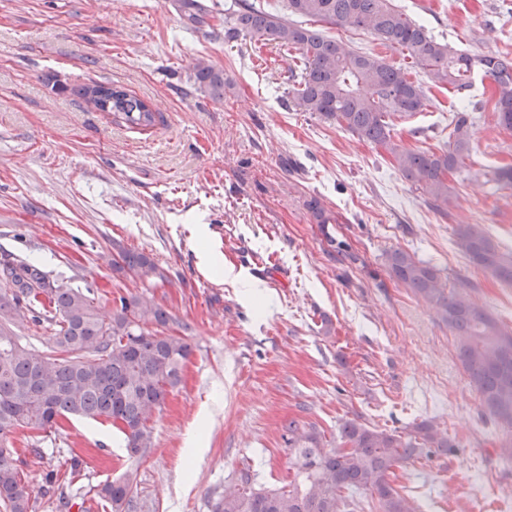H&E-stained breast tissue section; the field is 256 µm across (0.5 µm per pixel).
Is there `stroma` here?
Listing matches in <instances>:
<instances>
[{
	"mask_svg": "<svg viewBox=\"0 0 512 512\" xmlns=\"http://www.w3.org/2000/svg\"><path fill=\"white\" fill-rule=\"evenodd\" d=\"M392 2L454 49L512 54V0ZM202 62L232 82L223 101L197 89ZM92 82L146 100L156 125L131 129L89 107L75 90ZM292 85L293 62L276 42L186 30L174 0H0V256L92 288L105 313L123 295L153 298L188 324L192 346L139 460L107 423L64 421L36 452L16 430L35 512H104L95 489L119 478L136 512H211L246 467L287 485L291 420L315 426L329 448L343 419L399 431L433 422L456 453L394 468L418 512H503L512 502L507 433L481 421L453 336L385 261L401 248L447 284L472 282L473 298L512 326V288L454 244L468 222L511 251L512 187L482 192L451 177L454 203L440 216L383 150L288 105ZM425 91L427 109L398 121L397 135L438 152L462 102ZM510 163L512 134L478 113L468 168ZM314 198L331 224L315 222ZM339 242L357 264L338 262ZM119 247L150 255L169 283L114 275ZM205 247L235 281L202 265ZM193 434L198 455L188 452ZM75 455L85 461L76 475ZM51 470L61 485L48 487Z\"/></svg>",
	"mask_w": 512,
	"mask_h": 512,
	"instance_id": "1",
	"label": "stroma"
}]
</instances>
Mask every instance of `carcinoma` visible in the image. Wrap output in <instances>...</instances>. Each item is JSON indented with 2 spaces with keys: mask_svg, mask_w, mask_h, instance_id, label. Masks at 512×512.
<instances>
[{
  "mask_svg": "<svg viewBox=\"0 0 512 512\" xmlns=\"http://www.w3.org/2000/svg\"><path fill=\"white\" fill-rule=\"evenodd\" d=\"M187 22L208 24L202 0H179ZM287 12L269 11L256 0H232L224 9V41L250 35L296 49L303 64L291 90L293 106L312 112L352 135L384 148L404 179L421 189L426 202L448 215L452 193L448 174L467 170L472 112H454L448 149L439 153L408 148L396 138V117L426 109L422 83L372 52L353 49L309 26L320 23L362 29L389 50H401L434 85L467 97L476 73L493 85L497 124L512 132V58L470 55L437 40L428 29L396 9L391 0H287ZM195 83L216 101L229 82L224 72L198 65ZM79 95L129 128L156 123L149 103L121 86L85 85ZM455 245L470 263L512 285V251L502 252L482 224H460ZM390 277L428 304L454 337L457 357L479 396L482 415L512 433V327L505 326L460 282L449 290L439 270L397 248L386 254ZM112 270L153 287L167 281L149 255L118 251ZM0 506L7 512H33V490L17 465L10 436L24 427L45 432L70 418L112 421L127 454L137 458L151 447L148 423L167 395L182 383L191 345L185 337L162 335L171 317L141 296L119 297L103 314L91 288H73L24 260H6L0 270ZM25 324L51 330L43 351L19 342L15 329ZM288 451L297 464L296 480L275 488L257 483L248 468L213 505L212 512H416L390 482L394 466L414 458L456 452L448 434L430 421L406 431L371 428L354 420L339 429L340 442L326 448L314 428L291 420L285 425ZM96 495L111 512L132 503L126 479L97 486Z\"/></svg>",
  "mask_w": 512,
  "mask_h": 512,
  "instance_id": "carcinoma-1",
  "label": "carcinoma"
}]
</instances>
